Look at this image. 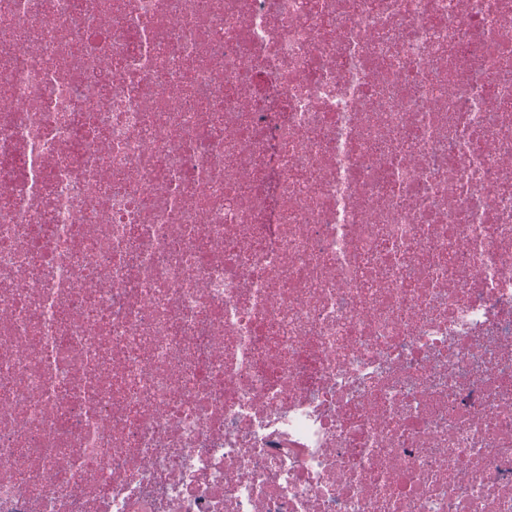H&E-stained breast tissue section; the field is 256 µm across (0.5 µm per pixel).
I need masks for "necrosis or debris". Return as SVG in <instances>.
Masks as SVG:
<instances>
[{
  "instance_id": "1",
  "label": "necrosis or debris",
  "mask_w": 512,
  "mask_h": 512,
  "mask_svg": "<svg viewBox=\"0 0 512 512\" xmlns=\"http://www.w3.org/2000/svg\"><path fill=\"white\" fill-rule=\"evenodd\" d=\"M0 512H512V0H0Z\"/></svg>"
}]
</instances>
